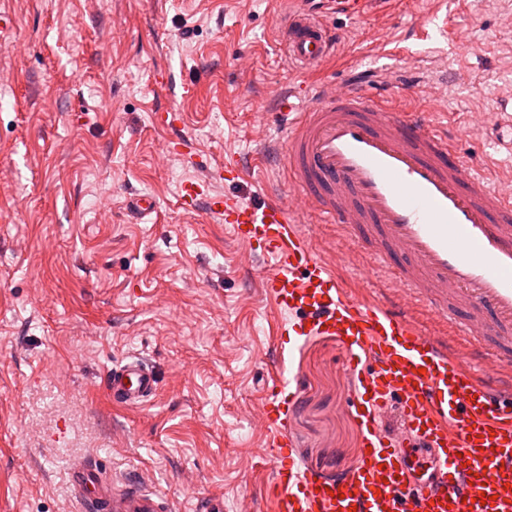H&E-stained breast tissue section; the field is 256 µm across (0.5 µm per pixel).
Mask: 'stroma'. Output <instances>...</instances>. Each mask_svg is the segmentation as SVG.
Segmentation results:
<instances>
[{"label": "stroma", "instance_id": "35a3bbf8", "mask_svg": "<svg viewBox=\"0 0 512 512\" xmlns=\"http://www.w3.org/2000/svg\"><path fill=\"white\" fill-rule=\"evenodd\" d=\"M286 0H0V512H82L72 462H98L174 512L269 507L274 449L255 405L278 361L284 316L259 288L260 265L217 217L183 214L188 180L245 201L290 193L271 117L279 93L319 81L395 91L407 109L453 126L478 169L512 173L496 144L512 109V0H384L348 17L313 73L280 43ZM180 113L194 158L168 152L155 113ZM237 153L240 184L219 179ZM158 207L126 208L131 192ZM318 223L317 256L365 300L396 298ZM136 352L158 370L156 399L113 404L112 366ZM302 388L286 425L311 470L350 463L361 430L335 337H302L290 360Z\"/></svg>", "mask_w": 512, "mask_h": 512}]
</instances>
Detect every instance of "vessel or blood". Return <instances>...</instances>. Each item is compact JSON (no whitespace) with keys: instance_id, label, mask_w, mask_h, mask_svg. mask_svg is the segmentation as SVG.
<instances>
[{"instance_id":"b4317fda","label":"vessel or blood","mask_w":512,"mask_h":512,"mask_svg":"<svg viewBox=\"0 0 512 512\" xmlns=\"http://www.w3.org/2000/svg\"><path fill=\"white\" fill-rule=\"evenodd\" d=\"M288 63L314 72L336 33L314 5L289 10L280 29ZM285 167L300 195L242 202L203 181L182 185L180 208L224 220L266 265L265 297L287 313L277 351L318 333L342 344L362 431L356 461L320 476L302 467L285 428L298 373L278 363L276 391L257 411L275 448L272 512H512V179L494 181L462 155L454 129L397 110L364 87L312 84L281 95ZM335 224L373 257L397 292L491 347L485 373L416 324L406 304L365 303L312 248V221ZM114 404L140 407L159 389L153 365L126 356L106 376ZM395 408L403 430L383 425ZM85 512H160L156 495L108 490L99 470L71 467Z\"/></svg>"}]
</instances>
